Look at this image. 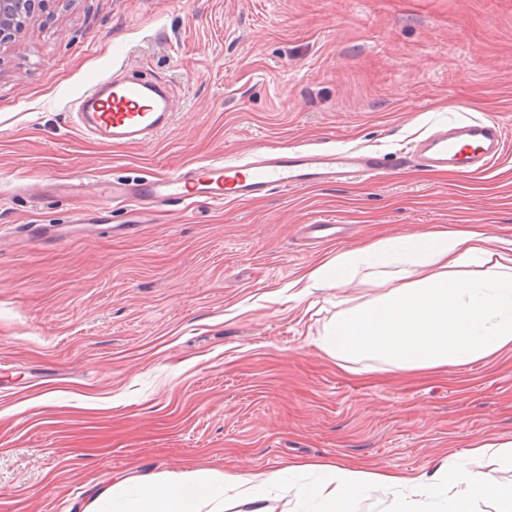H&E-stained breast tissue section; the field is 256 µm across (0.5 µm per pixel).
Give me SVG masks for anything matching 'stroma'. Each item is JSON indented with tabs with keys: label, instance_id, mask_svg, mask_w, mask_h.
<instances>
[{
	"label": "stroma",
	"instance_id": "stroma-1",
	"mask_svg": "<svg viewBox=\"0 0 512 512\" xmlns=\"http://www.w3.org/2000/svg\"><path fill=\"white\" fill-rule=\"evenodd\" d=\"M170 88L155 140L83 134L70 104L102 76ZM494 119L488 170L428 169L415 144ZM360 146L370 180L155 211L138 232L61 223L53 184L163 176L252 150ZM331 220L337 240L299 227ZM432 224L512 238V0H45L0 51V512H82L115 478L262 475L292 461L418 473L512 441V349L431 375L337 366L315 343L381 288L302 295L337 253Z\"/></svg>",
	"mask_w": 512,
	"mask_h": 512
}]
</instances>
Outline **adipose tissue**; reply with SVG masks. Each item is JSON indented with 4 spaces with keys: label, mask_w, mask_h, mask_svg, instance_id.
<instances>
[{
    "label": "adipose tissue",
    "mask_w": 512,
    "mask_h": 512,
    "mask_svg": "<svg viewBox=\"0 0 512 512\" xmlns=\"http://www.w3.org/2000/svg\"><path fill=\"white\" fill-rule=\"evenodd\" d=\"M397 244L388 238L310 269L308 287L340 288L358 268L367 283L380 286L379 269ZM410 258L399 270L398 286L378 300L349 309L325 331L320 348L337 366L359 360L391 361L407 370L439 373L464 367L512 348V239L489 240L480 225L443 224L420 230L408 242ZM493 262L486 276L471 268ZM467 466H441L408 475L365 465L315 464L323 480L294 485L298 462L263 477L216 470L171 473L163 477L125 476L99 491L84 512H224L226 494L249 504L250 512H269L271 490L294 492L315 502L319 512H348L354 499L378 487L394 490L393 512H462L465 503L493 499L500 512H512V488L497 472L512 462V441L483 443L469 451Z\"/></svg>",
    "instance_id": "adipose-tissue-1"
}]
</instances>
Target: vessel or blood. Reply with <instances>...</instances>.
Instances as JSON below:
<instances>
[{"label": "vessel or blood", "instance_id": "obj_1", "mask_svg": "<svg viewBox=\"0 0 512 512\" xmlns=\"http://www.w3.org/2000/svg\"><path fill=\"white\" fill-rule=\"evenodd\" d=\"M74 121L85 134L102 140L137 144L167 129L172 100L166 84L154 77L109 76L96 79L73 103ZM505 145L502 125L494 120L454 122L418 142L417 160L426 167L452 165L468 173L485 171ZM384 168L382 157L358 148H301L259 154L244 162L214 160L185 165L164 177L131 183L101 184V202L67 216L70 224H96L102 214L120 211L123 233L137 232L147 206L180 207L203 198L224 204L274 192L370 179Z\"/></svg>", "mask_w": 512, "mask_h": 512}]
</instances>
